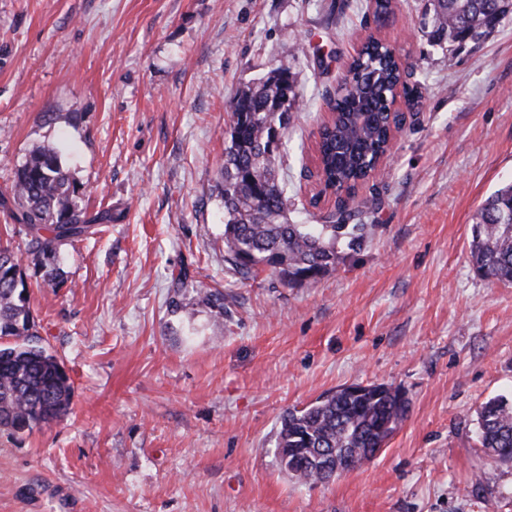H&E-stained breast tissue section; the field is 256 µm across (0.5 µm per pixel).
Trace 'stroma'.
Returning a JSON list of instances; mask_svg holds the SVG:
<instances>
[{
    "instance_id": "obj_1",
    "label": "stroma",
    "mask_w": 512,
    "mask_h": 512,
    "mask_svg": "<svg viewBox=\"0 0 512 512\" xmlns=\"http://www.w3.org/2000/svg\"><path fill=\"white\" fill-rule=\"evenodd\" d=\"M372 3L0 0V195L51 146L87 213L112 211L52 260L0 218L74 387L66 417L0 434V512H512V463L476 434L479 407L512 397V284L470 257L478 208L512 182V22L436 45L426 0L379 23ZM371 35L424 96L352 203L375 232L314 283L241 279L219 193L230 100L290 62L288 220L320 223L318 127ZM353 383L400 390L406 416L375 458L297 481L282 416Z\"/></svg>"
}]
</instances>
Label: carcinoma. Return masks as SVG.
Instances as JSON below:
<instances>
[{"label":"carcinoma","instance_id":"obj_1","mask_svg":"<svg viewBox=\"0 0 512 512\" xmlns=\"http://www.w3.org/2000/svg\"><path fill=\"white\" fill-rule=\"evenodd\" d=\"M431 39L458 44L478 41L512 19V0H428ZM353 94L344 88L334 105L336 117L319 141L321 180L335 192H352L369 163L390 147L392 128L405 117L388 113L393 92L402 84L398 61L389 49L372 44L356 63ZM289 95L276 121L266 103ZM291 67L282 62L263 80L237 91L222 167L224 252L243 278L269 271L290 286L312 283L336 270L338 245L362 246L373 224H355L358 211L346 207L323 224H290L288 179L279 175L280 151L268 149L273 128L284 129L298 111ZM83 188L65 170L52 147L34 150L17 169L11 197L0 199L5 222L24 227L27 250L54 258L83 237L93 224L112 223V210L87 216L79 204ZM476 270L488 279L512 283V183L490 194L476 214L470 248ZM22 255L0 245V433L33 429L68 415L73 383L58 358L33 331L29 293L21 280ZM408 401L397 389L374 384L362 393L342 387L281 420L276 447L288 473L309 483H325L331 473L311 462L319 448L337 458L342 471L361 464V453L389 437L404 419ZM478 441L497 449L496 459L512 462V401L488 400L478 413Z\"/></svg>","mask_w":512,"mask_h":512}]
</instances>
